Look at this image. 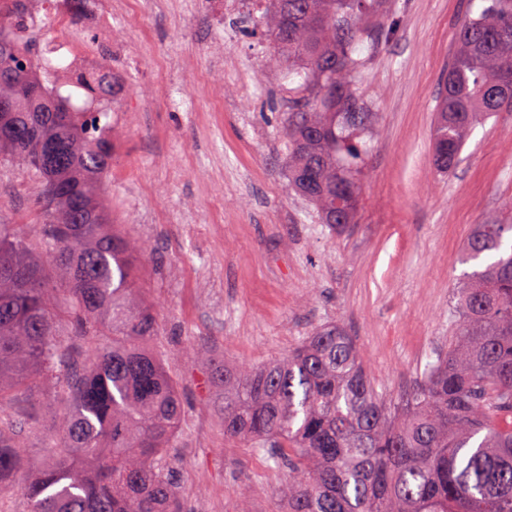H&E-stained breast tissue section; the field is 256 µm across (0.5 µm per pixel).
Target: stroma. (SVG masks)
I'll return each mask as SVG.
<instances>
[{
	"instance_id": "35a3bbf8",
	"label": "stroma",
	"mask_w": 512,
	"mask_h": 512,
	"mask_svg": "<svg viewBox=\"0 0 512 512\" xmlns=\"http://www.w3.org/2000/svg\"><path fill=\"white\" fill-rule=\"evenodd\" d=\"M485 0H388L393 36L363 51L375 114L354 224L332 231L292 194L277 113L288 84L238 0H126L105 39L130 75L112 128L106 204L134 235L158 352L185 413L171 454L184 512H275L285 473L224 436L221 357L258 367L343 325L379 391L397 397L447 347L472 225L512 219V110L477 126L453 174L432 162L435 107L458 23ZM37 180L0 166V224H37Z\"/></svg>"
}]
</instances>
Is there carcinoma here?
<instances>
[{
  "instance_id": "cac0c4a2",
  "label": "carcinoma",
  "mask_w": 512,
  "mask_h": 512,
  "mask_svg": "<svg viewBox=\"0 0 512 512\" xmlns=\"http://www.w3.org/2000/svg\"><path fill=\"white\" fill-rule=\"evenodd\" d=\"M268 0L239 24L262 29L294 97L279 132L288 186L320 223L356 214L372 113L361 99L360 54L390 28L385 0ZM21 0H0V70L36 91L0 83V163L41 183L37 242L0 224V482L22 470L21 437L37 424L9 410L42 375L63 396L44 433L47 463L22 488L26 512H182L169 449L184 412L164 362L144 347L156 318L134 286L136 240L112 229L104 200L112 163V64L97 92L62 90L43 45L50 20L26 29ZM512 109V0H489L458 24L442 77L433 165L451 174L474 128ZM63 160H40L43 145ZM456 281L448 349L422 381L392 400L377 389L353 337L329 324L257 369L212 360L224 386V436L288 472L276 512H512V224L474 225ZM110 336L80 362L57 339Z\"/></svg>"
}]
</instances>
